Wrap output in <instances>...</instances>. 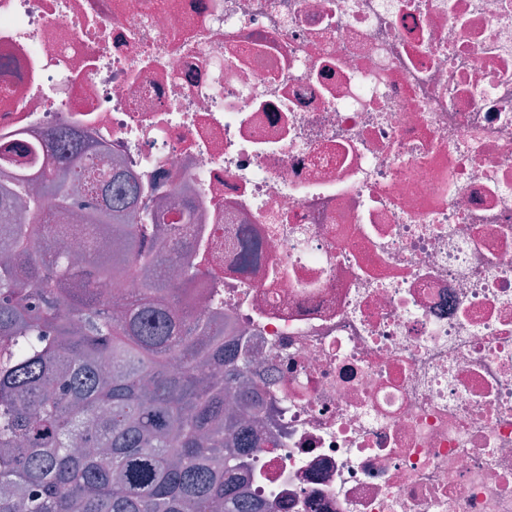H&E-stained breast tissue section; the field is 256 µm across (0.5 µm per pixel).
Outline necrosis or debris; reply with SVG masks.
<instances>
[{
  "mask_svg": "<svg viewBox=\"0 0 512 512\" xmlns=\"http://www.w3.org/2000/svg\"><path fill=\"white\" fill-rule=\"evenodd\" d=\"M62 121L190 208L264 512H512V0H0V140Z\"/></svg>",
  "mask_w": 512,
  "mask_h": 512,
  "instance_id": "obj_1",
  "label": "necrosis or debris"
}]
</instances>
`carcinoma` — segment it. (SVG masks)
<instances>
[{"instance_id": "1", "label": "carcinoma", "mask_w": 512, "mask_h": 512, "mask_svg": "<svg viewBox=\"0 0 512 512\" xmlns=\"http://www.w3.org/2000/svg\"><path fill=\"white\" fill-rule=\"evenodd\" d=\"M103 148L65 124L0 144V512H263L240 490L241 460L264 444L240 410L260 400L191 313L211 272L190 217L147 249L167 214L121 168L79 196ZM70 219L88 235L82 261L52 249ZM170 263L178 280L103 298L102 282Z\"/></svg>"}]
</instances>
